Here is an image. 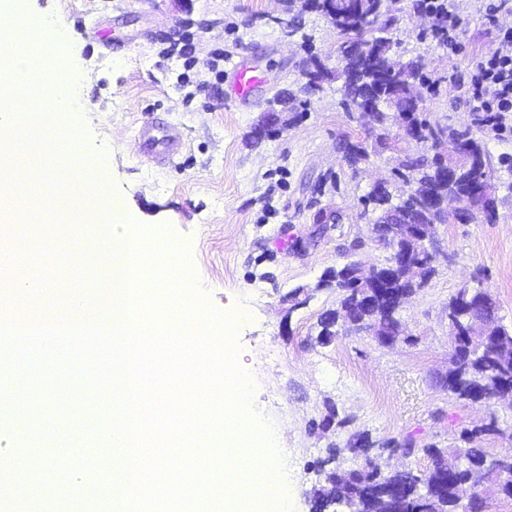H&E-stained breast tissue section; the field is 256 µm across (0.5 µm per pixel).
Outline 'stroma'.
<instances>
[{
    "mask_svg": "<svg viewBox=\"0 0 512 512\" xmlns=\"http://www.w3.org/2000/svg\"><path fill=\"white\" fill-rule=\"evenodd\" d=\"M414 2L388 4L395 51L403 60L420 59L437 82L436 93L424 96V116L465 128L471 114L459 75L478 59L512 54V42L501 36L512 29V0L492 15L484 0H458L461 23L452 49L433 40ZM279 11V0L188 6L182 0H24L22 20L48 21L65 33L61 50L81 105L78 143L87 163L109 166V191L127 201L134 222L153 228L147 244L188 245L207 308L243 315L239 359L255 378L253 408L269 418L287 458L293 512H312L309 491L320 476L307 464L347 436L336 428L310 429L330 410L352 416L373 438L409 436L420 446L458 445L462 431L492 417L512 426V403L459 400L437 381L453 350L446 305L463 285L480 279L498 300L503 324L512 325V195L499 191L496 223L439 225L451 259L405 303V340L385 347L374 336L343 333L321 343L320 316L338 300L335 289H318L321 275L350 260L367 268L384 263L389 252L377 242L362 197L373 181L391 178L397 154L415 156L419 149L403 140L398 152L350 166L346 144L368 146L373 138L367 125L348 121L336 80L290 125L255 139L268 100L297 88L307 53L339 68V36L322 16L302 12V31L291 36L268 21ZM240 56L266 69L268 82L246 103L228 106L217 71L207 64L224 70ZM156 116L188 136L186 149L167 165L143 158L133 143L136 128ZM329 210L336 223H318ZM31 231L76 257L58 269L43 258L38 269H56L59 287H81L88 301L106 305L111 269L107 238L97 226L74 228L69 239L44 223ZM297 288L309 296L298 307L289 297ZM57 410L53 400L37 398L26 414L0 417V470L26 465L49 479L64 468L91 481L54 437L93 419L95 409L84 405L77 416Z\"/></svg>",
    "mask_w": 512,
    "mask_h": 512,
    "instance_id": "stroma-1",
    "label": "stroma"
}]
</instances>
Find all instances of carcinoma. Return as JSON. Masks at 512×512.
<instances>
[{
	"label": "carcinoma",
	"instance_id": "cac0c4a2",
	"mask_svg": "<svg viewBox=\"0 0 512 512\" xmlns=\"http://www.w3.org/2000/svg\"><path fill=\"white\" fill-rule=\"evenodd\" d=\"M302 7L323 16L341 37L336 48L341 70L325 69L324 80H342L341 104L348 120L357 121L358 109L368 101L377 107L371 124L374 148L386 147L393 128L399 129L407 121L419 130L424 154L400 161L393 171L404 189L395 194L386 184L362 198L374 215L378 242L409 253L411 278L391 280L381 264L374 276L353 279L356 263L350 262L325 271L316 285L318 289L333 286L340 295L338 306L320 318L322 342L332 341L344 325H367L373 335L399 341L404 330L400 308L393 302L425 287L437 271L433 254L419 242L417 225H431L430 233L435 235L437 225L448 223L442 210L425 202L452 195L465 203L473 219L488 223L496 219L497 187L491 184L489 192H476L487 168V153L477 132L486 130L493 116L479 117L474 130L441 128L419 118L414 112L415 89L406 79L391 75L394 42L382 33L394 20L375 17V0H336L332 13L322 9L320 0H302ZM447 309L458 367L439 385L456 399L470 403L490 405L512 398V329L500 323L496 299L483 293L477 280L451 295ZM488 435L511 439L512 427L503 429L493 418L481 429L463 432L461 448L428 445L420 449L410 439L386 442V447L402 449L411 457L424 453L430 464L423 470L409 467L382 474L347 470L340 464L327 470L322 461L318 466L323 482L310 491L313 512H329L338 506L340 490L357 512H460L454 487L461 481L480 487L483 494L512 499V461L483 447Z\"/></svg>",
	"mask_w": 512,
	"mask_h": 512
}]
</instances>
